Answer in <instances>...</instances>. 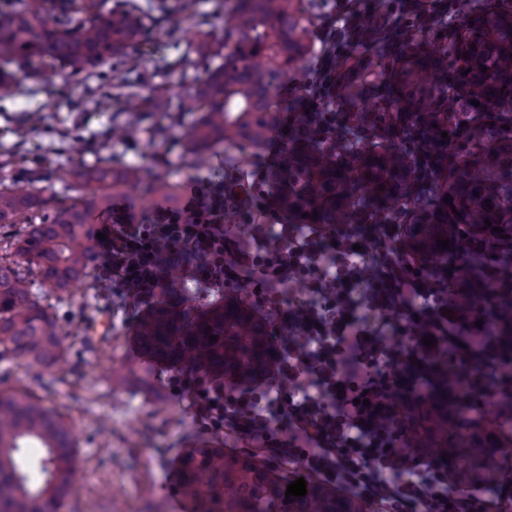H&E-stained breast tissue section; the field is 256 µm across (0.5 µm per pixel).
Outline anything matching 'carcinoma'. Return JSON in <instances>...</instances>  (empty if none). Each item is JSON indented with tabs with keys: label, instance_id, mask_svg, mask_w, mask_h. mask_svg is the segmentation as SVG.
I'll list each match as a JSON object with an SVG mask.
<instances>
[{
	"label": "carcinoma",
	"instance_id": "obj_1",
	"mask_svg": "<svg viewBox=\"0 0 512 512\" xmlns=\"http://www.w3.org/2000/svg\"><path fill=\"white\" fill-rule=\"evenodd\" d=\"M35 0L0 5V94L10 95L19 75L40 62L52 69L91 70L126 55L139 40L143 6L103 14L99 0H54L40 12ZM193 9L177 0L159 22L177 30ZM297 0H234L221 15L231 47L224 62L192 78L186 110L199 113L186 140L184 164L202 163L221 145L260 150L282 111L278 89L307 53L298 35ZM451 48L413 49L399 55L395 83L374 102L344 113L309 139L288 136L286 152L271 180L275 202L301 224L396 222L405 216L404 245L422 262L445 257L437 238L448 226L476 231L512 224V4L462 13L461 26L448 34ZM476 49H471V46ZM469 58L460 60L463 53ZM487 71H482V67ZM372 72L361 71L333 97L359 100ZM479 101V105L471 101ZM125 111L171 120L164 96L124 93ZM448 137L442 138L441 132ZM50 176L83 187L56 204L32 183H0V224L27 227L10 243L42 284L66 291L86 279L99 253L88 227L93 213L112 206L113 193L139 180L138 172L95 167H55ZM451 196L444 202L445 196ZM54 206L51 220L34 214ZM460 216H455V213ZM317 217H312V214ZM500 350L512 356V299L502 300ZM218 336L209 342V336ZM134 342L156 366L217 378L237 387L270 379L278 346L270 321L238 292L194 306L178 278L167 297L141 316ZM56 319L41 304L19 262L0 257V355L28 358L47 369L61 356ZM428 425L411 433L408 444L442 460L448 439L460 440L464 465L448 468V483L462 487L464 468L485 467L491 455L511 448L497 429V402L479 430L448 411V377L439 375ZM35 438L44 449L41 483L34 485L17 461L21 441ZM75 450L62 417L26 394L0 393V512H59L71 488ZM307 495L287 498L290 480L255 457L203 444L179 457L177 487L205 512H371L370 503L307 475Z\"/></svg>",
	"mask_w": 512,
	"mask_h": 512
}]
</instances>
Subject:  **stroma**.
<instances>
[{"label": "stroma", "mask_w": 512, "mask_h": 512, "mask_svg": "<svg viewBox=\"0 0 512 512\" xmlns=\"http://www.w3.org/2000/svg\"><path fill=\"white\" fill-rule=\"evenodd\" d=\"M227 0H198L179 31L156 34V17L143 16L137 67L115 57L91 71H29L16 93L0 98V182H31L58 200L75 186L51 179L48 165L85 167L110 160L113 167L155 174L186 188L198 176L239 181L267 164L266 152L215 148L206 163L183 164V139L195 115L183 111L178 91L167 94L173 122L158 128L153 117L124 111L126 87L148 93L168 83L170 63L189 62L203 73L209 58L194 50L199 30H219ZM118 125L130 133L112 136ZM62 330L63 358L48 371L26 358L0 362V391L25 392L59 413L71 428L77 466L60 512H194L178 493V458L202 441L233 447L224 434L202 431L191 411V392L172 394L171 370L150 366L132 348L139 312L113 304L89 276L87 285L57 293L35 284Z\"/></svg>", "instance_id": "stroma-1"}]
</instances>
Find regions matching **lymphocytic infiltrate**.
I'll return each mask as SVG.
<instances>
[{
  "label": "lymphocytic infiltrate",
  "mask_w": 512,
  "mask_h": 512,
  "mask_svg": "<svg viewBox=\"0 0 512 512\" xmlns=\"http://www.w3.org/2000/svg\"><path fill=\"white\" fill-rule=\"evenodd\" d=\"M396 23L337 0L318 30L324 50L301 79L284 88L293 106L267 142L281 156L297 115L322 127L337 80L349 71L346 46L394 38ZM240 212L242 226H225ZM266 203L196 177L189 197L155 206L140 221L123 206L98 225V280L117 305L157 298L168 269L180 267L201 292L242 290L263 306L279 348L273 380L224 387L188 373L172 377L174 394L191 391L193 416L208 432L241 440L248 454L297 463L323 481L386 503L388 512H484L470 490L448 484L446 466L400 452L411 426L428 416L435 369H443L460 417L479 419L489 400L512 404V362L488 328L493 295L512 280V241L456 226L451 272L435 276L410 261L391 225L380 224L370 247L354 250L347 227L281 224ZM482 256L481 282L466 262ZM305 279L303 294L291 284ZM436 343L426 346L425 335ZM367 404H360V397Z\"/></svg>",
  "instance_id": "f902f5d3"
}]
</instances>
